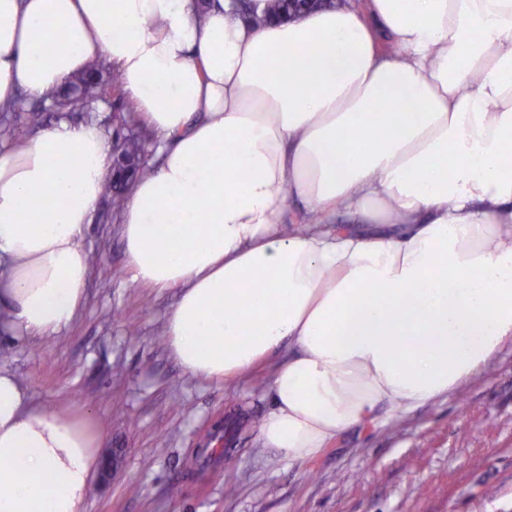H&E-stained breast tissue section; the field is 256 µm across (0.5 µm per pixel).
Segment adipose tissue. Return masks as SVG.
<instances>
[{
	"instance_id": "ef3b65f1",
	"label": "adipose tissue",
	"mask_w": 512,
	"mask_h": 512,
	"mask_svg": "<svg viewBox=\"0 0 512 512\" xmlns=\"http://www.w3.org/2000/svg\"><path fill=\"white\" fill-rule=\"evenodd\" d=\"M98 59L164 140L123 208L132 279L180 289L164 336L191 376L292 346L260 427L281 458L512 342V0H337L263 27L233 0H0V106ZM110 165L92 124L0 144V337L74 321ZM293 195L302 234L278 224ZM103 440L0 369V512H83Z\"/></svg>"
}]
</instances>
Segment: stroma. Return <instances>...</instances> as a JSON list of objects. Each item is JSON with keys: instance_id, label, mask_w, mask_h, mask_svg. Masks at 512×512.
Masks as SVG:
<instances>
[{"instance_id": "stroma-1", "label": "stroma", "mask_w": 512, "mask_h": 512, "mask_svg": "<svg viewBox=\"0 0 512 512\" xmlns=\"http://www.w3.org/2000/svg\"><path fill=\"white\" fill-rule=\"evenodd\" d=\"M62 117L108 138L135 129L160 168L158 136L115 99L98 112H45L43 124ZM120 224L99 202L83 241L98 264L69 328L43 342L0 339V368L46 407L94 409L105 449L122 455L85 512H512L511 343L448 396L408 413L380 408L375 424L288 463L259 432L288 346L234 383L186 375L163 339L179 292L133 282Z\"/></svg>"}]
</instances>
